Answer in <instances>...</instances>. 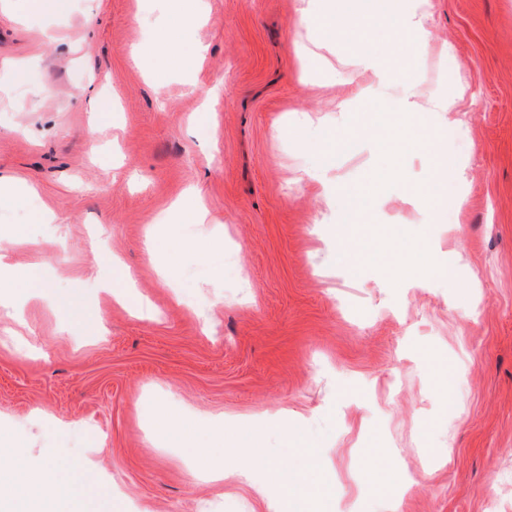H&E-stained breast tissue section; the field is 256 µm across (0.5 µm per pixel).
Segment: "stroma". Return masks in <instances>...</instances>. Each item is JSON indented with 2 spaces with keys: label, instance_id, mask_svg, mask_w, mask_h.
Listing matches in <instances>:
<instances>
[{
  "label": "stroma",
  "instance_id": "35a3bbf8",
  "mask_svg": "<svg viewBox=\"0 0 512 512\" xmlns=\"http://www.w3.org/2000/svg\"><path fill=\"white\" fill-rule=\"evenodd\" d=\"M433 3L416 73L424 96L464 89L448 154L468 190L437 224L402 182L450 195L454 183L420 155L381 165L363 140L340 141V105L374 78L337 49L335 27L297 38L301 0H188L207 52L159 90L133 54L173 25L171 0H70L62 16L0 0V177L31 188L0 200V247L33 277L22 300L0 290V480L21 483L19 444L67 469L82 457L112 512H263L247 483L199 467L224 440H258L254 472L276 466L285 486L315 473L331 512H512V0ZM338 9L372 17L366 48L393 42L387 0ZM315 53L324 62L308 68ZM77 85L114 111L89 120ZM325 181L346 194L323 196ZM189 186L206 221L172 223ZM366 212L459 261L457 280L385 283L372 242L347 261L324 227ZM100 234L152 316L99 288ZM438 359L455 369L449 407ZM283 414L287 428L260 438L219 435L228 416ZM376 440L398 500L366 485Z\"/></svg>",
  "mask_w": 512,
  "mask_h": 512
}]
</instances>
